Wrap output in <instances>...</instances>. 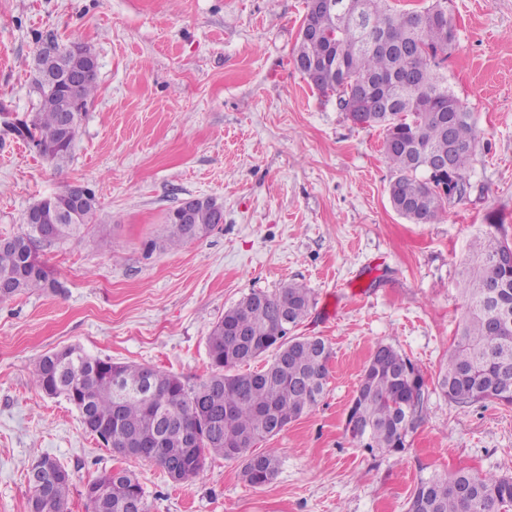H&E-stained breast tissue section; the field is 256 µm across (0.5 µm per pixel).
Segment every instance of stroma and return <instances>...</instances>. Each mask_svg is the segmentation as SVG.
<instances>
[{"instance_id": "35a3bbf8", "label": "stroma", "mask_w": 512, "mask_h": 512, "mask_svg": "<svg viewBox=\"0 0 512 512\" xmlns=\"http://www.w3.org/2000/svg\"><path fill=\"white\" fill-rule=\"evenodd\" d=\"M459 41L448 83L479 133L467 196L433 224L390 205L380 130L354 125L291 62L305 0H0V109L36 110L42 42H79L98 61L71 158L62 168L0 128V237L36 200L91 188L97 221L41 250L57 292L0 301V512H30L27 472L42 454L83 485L133 471L149 512H406L419 478L466 469L512 474V406H461L436 376L464 316L463 262L485 231L512 241V0H448ZM213 197L224 222L177 250L161 241L184 198ZM298 283L314 305L298 327L333 349L327 392L255 452H279L261 486L243 464L207 458L176 484L116 456L65 398L35 390L38 359L76 345L195 385L206 338L254 291ZM335 297L327 315L325 300ZM422 371L427 410L401 457L359 447L347 409L378 344Z\"/></svg>"}]
</instances>
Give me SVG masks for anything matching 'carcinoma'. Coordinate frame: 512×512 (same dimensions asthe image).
I'll return each instance as SVG.
<instances>
[{
	"instance_id": "1",
	"label": "carcinoma",
	"mask_w": 512,
	"mask_h": 512,
	"mask_svg": "<svg viewBox=\"0 0 512 512\" xmlns=\"http://www.w3.org/2000/svg\"><path fill=\"white\" fill-rule=\"evenodd\" d=\"M352 12L365 7L359 23L321 15L334 36L336 55L324 40L296 42V69L306 61L326 69L310 82L321 95L336 98L346 110L361 85L373 86V118L362 124L384 132L383 152L393 171V195L411 206L401 216L414 224L439 220L445 204L463 200L466 174L477 142L472 113L448 85L443 71L446 50L458 30L441 0L420 10L398 9L391 0H336ZM50 42L40 50L38 69L59 73L69 63L56 60ZM97 91L89 79L75 97L62 84L33 83L37 111L32 116L4 113L5 130L39 148L43 158L62 167L71 155L88 102ZM458 149L452 169L434 173L417 160L448 153V138ZM87 201L66 220L51 218V237L26 224L0 239V279L14 283L0 299L34 291L55 292L58 282L39 258V251L64 240H78L95 223L98 202L86 189ZM193 223L167 222L164 244L178 247L205 238L216 226L215 200L202 199ZM512 253V242L490 232L476 238L459 282L466 299L462 328L448 351L437 387L448 400L468 405L495 400L512 406V265L499 262ZM312 306L309 289L290 283L273 293L254 291L224 311L207 336L211 374L196 385L178 376L139 364L115 363L70 346L65 366L48 353L40 357L33 385L48 397L63 395L81 415L84 428L111 448L132 443L136 457L159 465L175 483L199 479L208 456L243 460L244 480L261 486L275 475L276 450L254 455L257 441L280 434L288 423L312 410L325 393L332 352L318 336H292ZM270 356L257 371L239 367ZM427 385L419 368L394 347L380 344L363 369L347 411L351 438L370 451L389 455L405 451L410 429L424 411ZM34 465H48L43 482L33 487L30 512H68L74 473L55 458L42 455ZM96 494L87 497L91 512H121L123 496L144 495L135 475L110 471L88 482ZM407 512H512V475L458 471L420 478Z\"/></svg>"
}]
</instances>
